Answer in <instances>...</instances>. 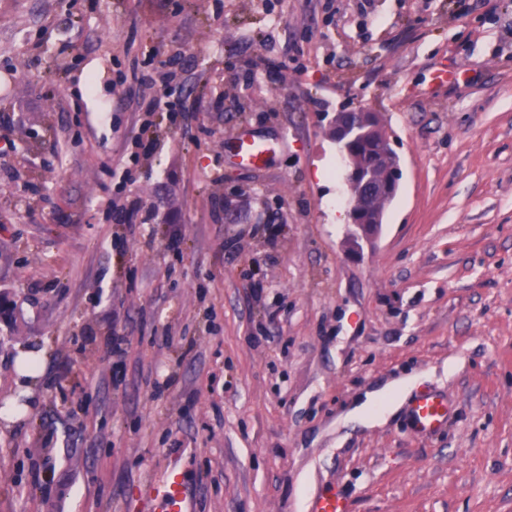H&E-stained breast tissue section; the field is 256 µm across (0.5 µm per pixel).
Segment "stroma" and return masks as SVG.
I'll use <instances>...</instances> for the list:
<instances>
[{
    "mask_svg": "<svg viewBox=\"0 0 512 512\" xmlns=\"http://www.w3.org/2000/svg\"><path fill=\"white\" fill-rule=\"evenodd\" d=\"M344 110L400 158L359 257ZM0 293V512H512V0H0ZM408 377L440 430L351 418ZM331 136L341 146L344 155L350 159L351 149L360 138L373 137L381 142L387 155H391L392 143L378 113L362 110L360 112H338L330 125ZM233 149L235 155L248 163L257 164L263 162L265 155L268 151L266 145L256 139L247 138L244 135L239 136L233 142ZM448 403L436 394L424 391L415 399L409 411V420L414 433L431 435L448 421ZM149 492L164 502L166 512L191 511L182 476L176 469L167 471L161 479L149 487Z\"/></svg>",
    "mask_w": 512,
    "mask_h": 512,
    "instance_id": "stroma-1",
    "label": "stroma"
}]
</instances>
